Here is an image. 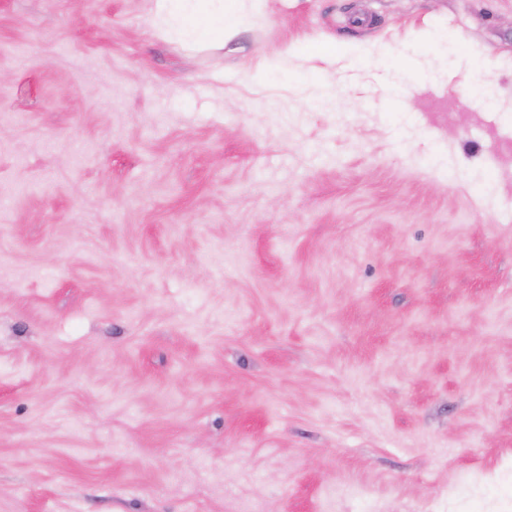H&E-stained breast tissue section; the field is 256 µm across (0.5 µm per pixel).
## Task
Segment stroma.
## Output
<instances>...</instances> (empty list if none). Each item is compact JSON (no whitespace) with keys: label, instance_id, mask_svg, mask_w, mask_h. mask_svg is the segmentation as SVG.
Returning <instances> with one entry per match:
<instances>
[{"label":"stroma","instance_id":"1","mask_svg":"<svg viewBox=\"0 0 512 512\" xmlns=\"http://www.w3.org/2000/svg\"><path fill=\"white\" fill-rule=\"evenodd\" d=\"M152 8L0 0V512H512V0ZM153 25L176 31L193 46H224V35L245 27L254 0H154Z\"/></svg>","mask_w":512,"mask_h":512}]
</instances>
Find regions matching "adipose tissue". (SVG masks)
Instances as JSON below:
<instances>
[{"mask_svg":"<svg viewBox=\"0 0 512 512\" xmlns=\"http://www.w3.org/2000/svg\"><path fill=\"white\" fill-rule=\"evenodd\" d=\"M152 22L177 32L194 46H223L224 37L245 27L250 0H154Z\"/></svg>","mask_w":512,"mask_h":512,"instance_id":"obj_1","label":"adipose tissue"}]
</instances>
